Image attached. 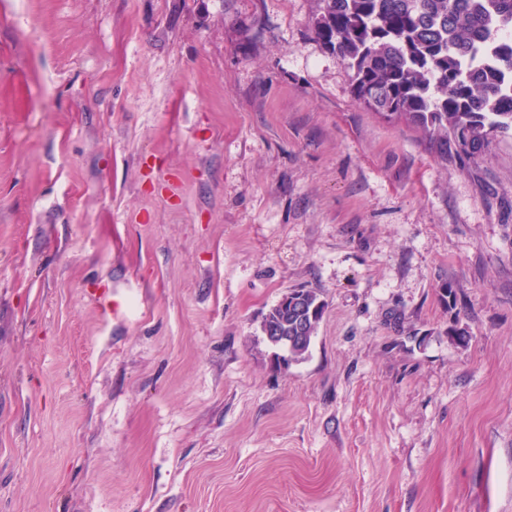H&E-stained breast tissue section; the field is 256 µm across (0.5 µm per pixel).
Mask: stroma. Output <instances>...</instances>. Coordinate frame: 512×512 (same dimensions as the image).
Here are the masks:
<instances>
[{
  "label": "stroma",
  "instance_id": "obj_1",
  "mask_svg": "<svg viewBox=\"0 0 512 512\" xmlns=\"http://www.w3.org/2000/svg\"><path fill=\"white\" fill-rule=\"evenodd\" d=\"M321 8L0 0V512H512V136L432 154ZM300 293L293 299H288L296 296L297 293L290 291L285 293L280 303L274 304L265 314L261 322L262 331H271L269 337L263 336V342L266 347L272 351L288 346V353L284 352L288 362L287 368L292 364L304 360L309 353L312 340L315 337L319 324L322 320L325 311V302L321 299L320 294L314 289L300 288ZM307 324L306 330L311 328L309 336L304 340L303 327ZM271 347V348H270Z\"/></svg>",
  "mask_w": 512,
  "mask_h": 512
}]
</instances>
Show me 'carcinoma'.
<instances>
[{
	"instance_id": "1",
	"label": "carcinoma",
	"mask_w": 512,
	"mask_h": 512,
	"mask_svg": "<svg viewBox=\"0 0 512 512\" xmlns=\"http://www.w3.org/2000/svg\"><path fill=\"white\" fill-rule=\"evenodd\" d=\"M323 3L315 28L351 71L357 98L422 130L440 158L469 163L512 133V0ZM324 311L317 291L301 289L265 314L264 344L288 348V367L304 360Z\"/></svg>"
}]
</instances>
